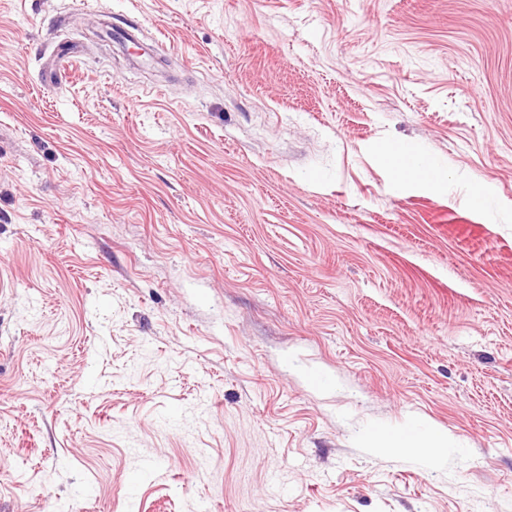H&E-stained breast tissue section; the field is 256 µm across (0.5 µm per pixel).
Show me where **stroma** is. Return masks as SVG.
<instances>
[{
  "label": "stroma",
  "mask_w": 512,
  "mask_h": 512,
  "mask_svg": "<svg viewBox=\"0 0 512 512\" xmlns=\"http://www.w3.org/2000/svg\"><path fill=\"white\" fill-rule=\"evenodd\" d=\"M0 512H512V0H0ZM448 437L429 427H408L399 431L379 429L372 437L369 448L379 452L389 448H405L418 452L427 466L440 458L441 449L447 448Z\"/></svg>",
  "instance_id": "obj_1"
}]
</instances>
